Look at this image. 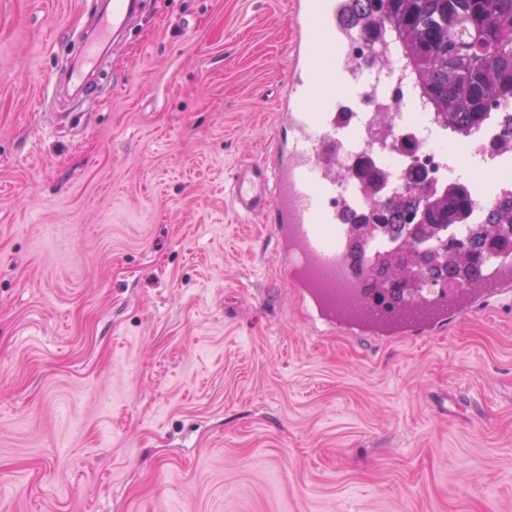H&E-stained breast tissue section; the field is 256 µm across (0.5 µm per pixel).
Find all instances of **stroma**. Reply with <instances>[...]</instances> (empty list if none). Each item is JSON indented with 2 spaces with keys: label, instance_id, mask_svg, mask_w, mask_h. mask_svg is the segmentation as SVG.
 <instances>
[{
  "label": "stroma",
  "instance_id": "obj_1",
  "mask_svg": "<svg viewBox=\"0 0 512 512\" xmlns=\"http://www.w3.org/2000/svg\"><path fill=\"white\" fill-rule=\"evenodd\" d=\"M0 0V512H512V307L314 325L240 161L281 134L291 0ZM138 8L135 0H113L112 11L107 14L101 24V38L122 32L128 25Z\"/></svg>",
  "mask_w": 512,
  "mask_h": 512
}]
</instances>
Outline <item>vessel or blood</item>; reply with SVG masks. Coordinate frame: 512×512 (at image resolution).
<instances>
[{
  "label": "vessel or blood",
  "mask_w": 512,
  "mask_h": 512,
  "mask_svg": "<svg viewBox=\"0 0 512 512\" xmlns=\"http://www.w3.org/2000/svg\"><path fill=\"white\" fill-rule=\"evenodd\" d=\"M336 0H296L290 14L298 35L287 51V97L279 119L289 136L274 163L244 161L232 171L228 202L237 223L271 224L282 246L290 287L301 289L319 316L346 328L431 335L485 304L487 290L461 289L427 306L378 309L351 285H337L346 238L328 201L336 194V93L369 82L350 52L359 29L338 23ZM137 0H112L102 35L122 32Z\"/></svg>",
  "instance_id": "1"
}]
</instances>
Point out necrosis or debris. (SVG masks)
I'll use <instances>...</instances> for the list:
<instances>
[{
    "label": "necrosis or debris",
    "instance_id": "4bbe7bcc",
    "mask_svg": "<svg viewBox=\"0 0 512 512\" xmlns=\"http://www.w3.org/2000/svg\"><path fill=\"white\" fill-rule=\"evenodd\" d=\"M400 97L409 105L412 116L399 126L397 146L391 149L380 143L378 129L368 116L373 111L391 115ZM336 121L339 152L347 157L345 165L336 170V207L350 205L364 213L375 208L376 198L359 188L357 168L364 161L386 170L400 192L409 188V168H422L430 184L456 179L458 170H466L465 182L481 214L498 202L501 186L512 183V149L500 144L496 124L480 127L464 141L452 134L447 142H440L433 133L431 113L409 83L395 85L384 79L376 87L358 91L353 98L337 95Z\"/></svg>",
    "mask_w": 512,
    "mask_h": 512
}]
</instances>
